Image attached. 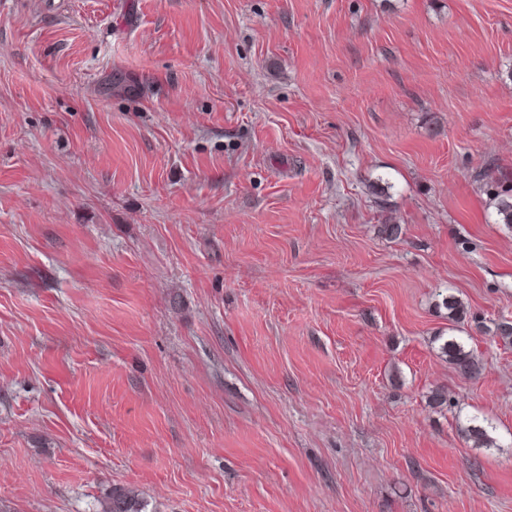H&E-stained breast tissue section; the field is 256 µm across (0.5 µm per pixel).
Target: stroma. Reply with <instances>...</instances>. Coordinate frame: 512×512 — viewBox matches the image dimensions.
<instances>
[{
	"label": "stroma",
	"mask_w": 512,
	"mask_h": 512,
	"mask_svg": "<svg viewBox=\"0 0 512 512\" xmlns=\"http://www.w3.org/2000/svg\"><path fill=\"white\" fill-rule=\"evenodd\" d=\"M491 161L512 0H0V512H512ZM438 349L439 356L462 376L475 378L482 373V362L460 337L448 336ZM485 421L484 419L480 421L477 417L470 418L462 431L477 447H497L498 444L490 435L489 428L492 429V427L488 423L484 424ZM138 491L124 485H112L100 501V512H149Z\"/></svg>",
	"instance_id": "stroma-1"
}]
</instances>
